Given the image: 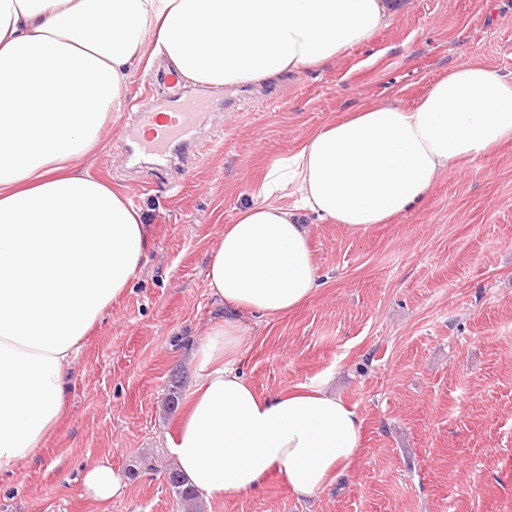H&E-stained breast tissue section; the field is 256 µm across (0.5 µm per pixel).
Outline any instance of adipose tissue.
<instances>
[{
    "label": "adipose tissue",
    "instance_id": "obj_1",
    "mask_svg": "<svg viewBox=\"0 0 512 512\" xmlns=\"http://www.w3.org/2000/svg\"><path fill=\"white\" fill-rule=\"evenodd\" d=\"M406 0H0V473L54 430L91 329L148 261L150 237L124 192L86 160L135 72L159 59L215 88L334 61ZM512 141V79L475 61L412 106L385 100L275 156L253 203L225 225L207 286L220 310L167 453L203 500L262 489L279 472L300 496L358 457L363 421L323 385L258 395L236 367L237 316L274 317L319 283L308 217L358 232L416 208L435 178ZM292 198L281 206V198ZM93 501L119 495L109 462L83 468Z\"/></svg>",
    "mask_w": 512,
    "mask_h": 512
}]
</instances>
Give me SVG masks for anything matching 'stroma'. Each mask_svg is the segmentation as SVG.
Masks as SVG:
<instances>
[{"mask_svg":"<svg viewBox=\"0 0 512 512\" xmlns=\"http://www.w3.org/2000/svg\"><path fill=\"white\" fill-rule=\"evenodd\" d=\"M408 10L336 60L215 90L207 135L185 169L128 162L114 113L88 170L147 218L149 260L105 312L70 373L55 430L0 474V512H185L165 451L215 318L206 272L227 224L253 201L269 159L373 102L413 105L476 60L512 75V0H408ZM320 286L275 318L242 314L238 366L258 393L325 383L363 420L361 452L316 496L278 475L205 512H512V142L440 174L422 206L352 233L313 221ZM108 460L126 486L89 499L84 465Z\"/></svg>","mask_w":512,"mask_h":512,"instance_id":"obj_1","label":"stroma"}]
</instances>
